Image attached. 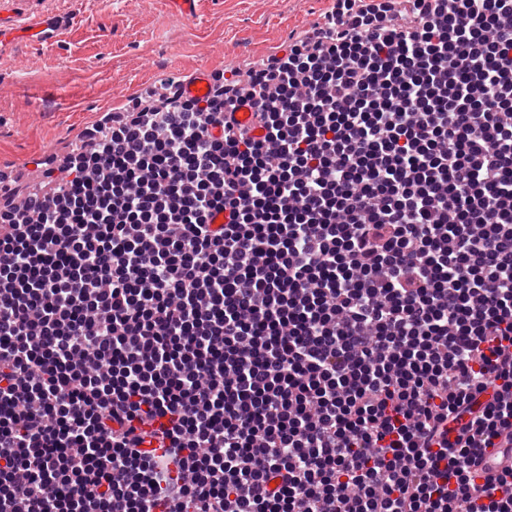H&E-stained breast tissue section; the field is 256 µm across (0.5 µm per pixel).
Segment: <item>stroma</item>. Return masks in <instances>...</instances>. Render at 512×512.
Here are the masks:
<instances>
[{"label": "stroma", "mask_w": 512, "mask_h": 512, "mask_svg": "<svg viewBox=\"0 0 512 512\" xmlns=\"http://www.w3.org/2000/svg\"><path fill=\"white\" fill-rule=\"evenodd\" d=\"M336 0H205L192 19L168 0H37L73 16L51 45L22 34L0 47V162L22 167L49 157L114 102L150 83L205 68L230 72L280 53Z\"/></svg>", "instance_id": "35a3bbf8"}]
</instances>
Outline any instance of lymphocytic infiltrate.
<instances>
[{"label": "lymphocytic infiltrate", "instance_id": "lymphocytic-infiltrate-1", "mask_svg": "<svg viewBox=\"0 0 512 512\" xmlns=\"http://www.w3.org/2000/svg\"><path fill=\"white\" fill-rule=\"evenodd\" d=\"M84 137L0 199V512H512V0H336Z\"/></svg>", "mask_w": 512, "mask_h": 512}]
</instances>
